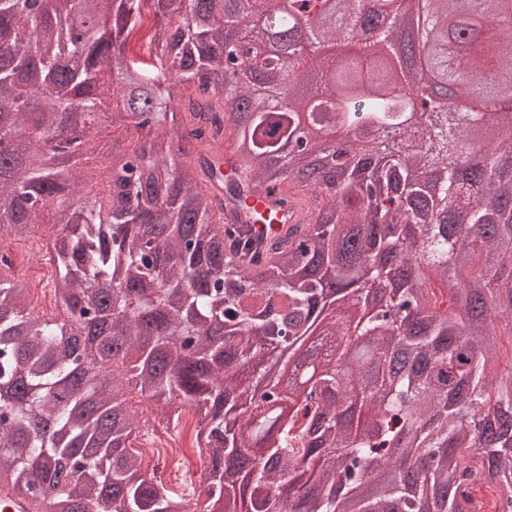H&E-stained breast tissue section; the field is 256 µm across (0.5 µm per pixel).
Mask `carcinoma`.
Returning a JSON list of instances; mask_svg holds the SVG:
<instances>
[{
  "label": "carcinoma",
  "mask_w": 512,
  "mask_h": 512,
  "mask_svg": "<svg viewBox=\"0 0 512 512\" xmlns=\"http://www.w3.org/2000/svg\"><path fill=\"white\" fill-rule=\"evenodd\" d=\"M37 2L0 0V141L29 131L0 172V236L51 216L64 314L23 311L24 289L0 278V486L39 512H192L200 499L204 512H484L486 486L491 512H512V366L497 367L494 349L496 318H512V111L473 115L502 133L490 149L449 123L434 152L336 147L316 177L294 98L315 100L321 85L296 91L306 69L291 18H275L271 54L229 0H65L48 35ZM353 2L338 0L342 23L384 44L393 21ZM428 10L442 88L512 91V30L448 0ZM341 34L309 21L308 53ZM330 75L341 97L309 113L313 128L368 138L408 121L393 76L365 87L350 58ZM232 101L243 109L230 127ZM146 127L154 137L98 150L136 161L133 184L84 196L87 166L58 182V130L85 134L67 160L86 162L101 129ZM217 141L241 173L216 174L203 152ZM462 145L487 163L455 162ZM273 186L311 195L312 219L266 241L224 223L225 207ZM431 269L450 303L427 288ZM90 317L118 334L82 347ZM312 336L332 341L336 362L285 393L268 367ZM134 388L170 418L193 411L207 460L193 498L143 468Z\"/></svg>",
  "instance_id": "carcinoma-1"
}]
</instances>
